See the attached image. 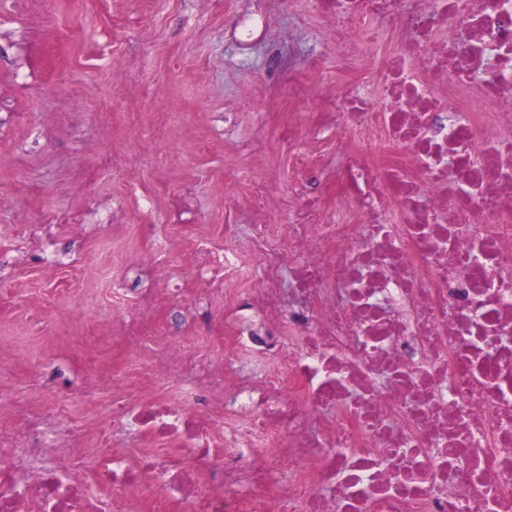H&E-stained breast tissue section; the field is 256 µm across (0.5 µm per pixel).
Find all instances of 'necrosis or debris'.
<instances>
[{
    "label": "necrosis or debris",
    "mask_w": 512,
    "mask_h": 512,
    "mask_svg": "<svg viewBox=\"0 0 512 512\" xmlns=\"http://www.w3.org/2000/svg\"><path fill=\"white\" fill-rule=\"evenodd\" d=\"M310 6L348 59L370 18L398 48L320 89L310 130L355 135L332 165L297 154L314 179L287 223L265 222L259 185L248 243L232 224L194 239L199 296H224L223 365L150 352L188 391L112 393L156 451L103 430L64 478L43 437L74 449L82 429L48 412L0 428V512H512V0Z\"/></svg>",
    "instance_id": "obj_1"
}]
</instances>
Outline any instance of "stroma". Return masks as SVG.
Masks as SVG:
<instances>
[{"label": "stroma", "mask_w": 512, "mask_h": 512, "mask_svg": "<svg viewBox=\"0 0 512 512\" xmlns=\"http://www.w3.org/2000/svg\"><path fill=\"white\" fill-rule=\"evenodd\" d=\"M310 59L331 89L347 80L306 0H0V425L111 418L92 363L138 355L96 342L113 282L151 263L150 329L179 341L192 230L222 233L226 197L247 211L260 180L269 223L287 221L303 177L283 132L311 107L289 79Z\"/></svg>", "instance_id": "obj_1"}]
</instances>
